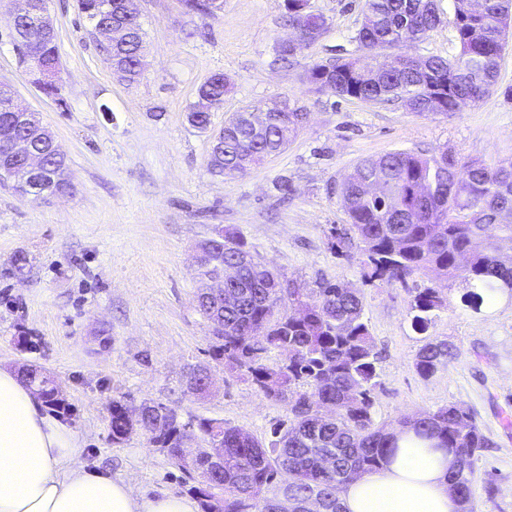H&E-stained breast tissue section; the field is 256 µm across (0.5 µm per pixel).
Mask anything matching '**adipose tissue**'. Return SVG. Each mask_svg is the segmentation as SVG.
<instances>
[{
	"mask_svg": "<svg viewBox=\"0 0 512 512\" xmlns=\"http://www.w3.org/2000/svg\"><path fill=\"white\" fill-rule=\"evenodd\" d=\"M82 452L19 373L0 367V512H198L186 497L135 495L124 480L87 469ZM453 465L451 451L403 436L387 464L343 488V512H461L446 481Z\"/></svg>",
	"mask_w": 512,
	"mask_h": 512,
	"instance_id": "1",
	"label": "adipose tissue"
}]
</instances>
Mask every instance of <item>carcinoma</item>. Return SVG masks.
<instances>
[{"instance_id":"obj_1","label":"carcinoma","mask_w":512,"mask_h":512,"mask_svg":"<svg viewBox=\"0 0 512 512\" xmlns=\"http://www.w3.org/2000/svg\"><path fill=\"white\" fill-rule=\"evenodd\" d=\"M441 0H363V23L354 41L358 55L313 64L307 82L317 91L343 99L368 102L399 101L412 112L448 115L472 106L497 85L500 60L508 34L512 0H453L452 28L458 52L452 58H413L395 54L381 65L366 59L385 49L399 48L426 38L443 24ZM124 0H77V9L97 27L124 22ZM186 13L216 15L215 0H182ZM284 17L294 26L296 14H307V27L291 49L277 48L276 61L291 64L326 33V17L309 0H284ZM17 25L30 36L19 58L26 66L38 60L58 70L55 42L45 38L35 20L25 14ZM117 79L138 82L146 65L143 30L103 46ZM224 74L214 73L197 94L210 109L193 103L187 122H211V112L224 104ZM306 119L300 107L268 114L257 129L240 112L224 128V142L209 152L207 168L215 175L243 174L267 157L285 149ZM22 137L43 159L41 185L49 194L73 189L65 154L40 118L20 125L11 90L0 88V181L22 192L25 181L7 145ZM341 193L350 227L331 230L330 249L344 251L350 234L363 243L359 263L369 281L405 283L416 274H431L448 282L461 281L467 292L462 302L475 311L498 297L512 281V264L500 258L498 243L512 242V223H499L502 211L512 210V160L496 166L461 161L446 149L432 156L394 151L359 162L346 176ZM208 246L200 264L203 287L196 294L197 309L207 320L217 319L212 359L229 368L267 398L288 402V420L277 423L267 442L224 421L198 418L184 424L162 404H147L137 425L126 421L124 404L112 401L109 428L112 442L122 443L139 433L184 470L193 481L202 512H212L214 491L222 494L221 512H275L282 494L294 499V512L309 493L318 491L331 512H343L339 490L362 475L381 468L399 447L400 436L412 431L418 446L451 448L457 464L447 475L461 503L472 500L471 474L477 453L488 437L475 418L456 404L398 421L392 429L375 422L372 394L378 385L375 351L364 318L363 298L338 283H318L315 297L303 289L280 287V275L251 256L245 239L231 232L203 241ZM242 266V297L231 305L210 296L208 282L226 266ZM305 306L296 318L286 303ZM439 288H419L411 300L412 327L424 335L414 367L432 376L450 362L454 345L428 335L436 311L446 306ZM288 352L281 366L265 364L272 350ZM29 386L52 408L63 409L65 399L49 374L24 368ZM195 427L204 442L220 437L224 465L211 467L202 455L187 458L178 446L181 435Z\"/></svg>"}]
</instances>
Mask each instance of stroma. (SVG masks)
<instances>
[{"instance_id": "35a3bbf8", "label": "stroma", "mask_w": 512, "mask_h": 512, "mask_svg": "<svg viewBox=\"0 0 512 512\" xmlns=\"http://www.w3.org/2000/svg\"><path fill=\"white\" fill-rule=\"evenodd\" d=\"M310 3L328 31L288 65L274 61L291 35L283 0H224L212 18L185 13L180 0H134L150 55L129 87L76 0H50L61 64L50 96L20 64L10 38L14 2L0 0V84L52 130L74 184L70 194L39 198L0 184V365L52 374L68 404L57 417L82 441L87 468L124 479L138 495H186V474L143 436L113 443V401L133 414L154 402L185 421L221 419L262 441L288 418L287 402L210 356L194 249L223 228L301 287L327 279L359 291L380 353L375 421L390 425L451 403L469 411L490 440L474 463L473 510L512 512V297L478 313L462 303V284L452 285L430 332L452 342L456 356L424 378L414 368L421 341L410 301L433 279L368 283L358 238L345 258L328 245L332 228L348 222L341 184L364 158L448 148L490 166L512 159V43L495 92L451 116L419 115L308 85L314 63L355 52L363 18L361 0ZM216 72L232 89L212 112V128L242 107L283 98L308 114L285 151L245 175L210 174L208 137L186 120L199 85ZM203 366L213 381L198 398L186 379Z\"/></svg>"}]
</instances>
